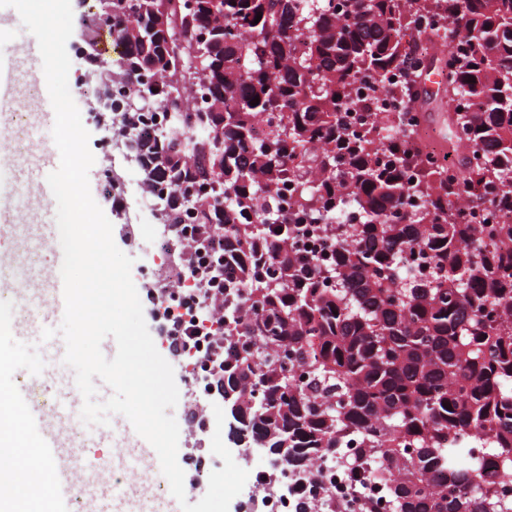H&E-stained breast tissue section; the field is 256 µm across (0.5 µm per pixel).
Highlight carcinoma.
Instances as JSON below:
<instances>
[{"instance_id":"1","label":"carcinoma","mask_w":512,"mask_h":512,"mask_svg":"<svg viewBox=\"0 0 512 512\" xmlns=\"http://www.w3.org/2000/svg\"><path fill=\"white\" fill-rule=\"evenodd\" d=\"M423 18L446 51L418 67L445 62L459 164L420 148L405 112L349 121L354 83L390 91ZM103 24L124 52L89 68L99 97L170 110L148 141L128 112L112 125L158 220L190 202L224 225L232 433L300 480L336 460L372 488L362 512H512V222L462 209L512 214V0H132L86 36ZM196 87L205 106L181 111ZM288 182L311 224L355 214L329 257L298 248ZM343 508L301 494L296 512Z\"/></svg>"}]
</instances>
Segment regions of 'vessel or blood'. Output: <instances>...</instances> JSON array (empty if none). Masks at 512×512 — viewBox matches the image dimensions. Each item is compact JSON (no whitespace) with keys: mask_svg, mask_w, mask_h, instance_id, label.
Wrapping results in <instances>:
<instances>
[{"mask_svg":"<svg viewBox=\"0 0 512 512\" xmlns=\"http://www.w3.org/2000/svg\"><path fill=\"white\" fill-rule=\"evenodd\" d=\"M0 23L10 34V44L0 50V113L16 114V91L21 84L39 87L35 101V117L30 126L38 137L34 142L35 157L25 170L0 166V179L13 187L34 189L43 203L40 223L33 241L37 247H48L49 264L60 269L61 247L56 246L58 234L54 197L46 181L47 175L59 166L60 155L51 129L55 114L47 91L42 60L36 38L24 28L17 11L0 9ZM0 299L15 308L37 303L38 318L17 317L9 322L14 350L12 361L19 381L11 395L25 423L36 436L47 461H64L60 478L50 487L49 498L55 512H96L101 498H109L112 512H146L145 506L126 500L112 481L115 469L143 473L150 487L151 500L158 512H181L170 491L162 490L165 478L158 456L152 446L141 438L122 415L114 414L108 425H84L80 419L83 398L76 387L74 372L63 363L65 344L62 337L41 341L44 328L59 327L64 314L63 282L60 276L50 277L36 301L15 286L14 273L0 275ZM80 428L85 440L102 446H119L118 460H95L72 446L63 435L64 428Z\"/></svg>","mask_w":512,"mask_h":512,"instance_id":"vessel-or-blood-1","label":"vessel or blood"}]
</instances>
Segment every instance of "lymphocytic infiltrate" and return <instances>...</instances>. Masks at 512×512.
I'll return each instance as SVG.
<instances>
[{
  "mask_svg": "<svg viewBox=\"0 0 512 512\" xmlns=\"http://www.w3.org/2000/svg\"><path fill=\"white\" fill-rule=\"evenodd\" d=\"M158 243L167 254L180 246L185 249L178 269L167 271L165 279L179 289L181 304L191 310V317L165 310L163 297L151 294L147 300L169 355L182 366L194 365L204 372L202 397L187 407L190 417H202L212 399L224 396V291L209 275L211 266L224 259V227L213 224L202 231L194 224H168Z\"/></svg>",
  "mask_w": 512,
  "mask_h": 512,
  "instance_id": "obj_1",
  "label": "lymphocytic infiltrate"
}]
</instances>
